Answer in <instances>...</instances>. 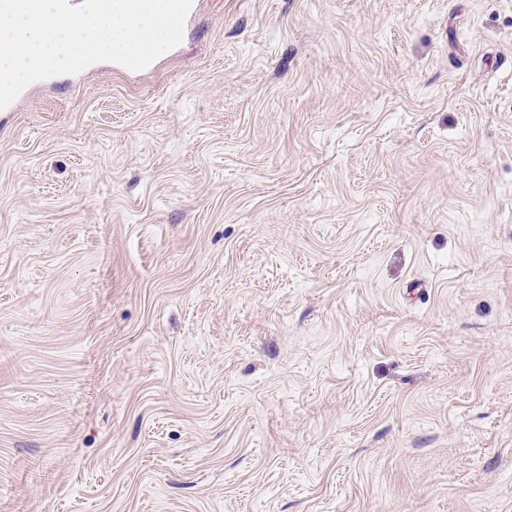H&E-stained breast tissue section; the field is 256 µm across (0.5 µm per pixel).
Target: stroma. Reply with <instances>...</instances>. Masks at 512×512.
<instances>
[{"mask_svg": "<svg viewBox=\"0 0 512 512\" xmlns=\"http://www.w3.org/2000/svg\"><path fill=\"white\" fill-rule=\"evenodd\" d=\"M0 512H512V0H200L0 112Z\"/></svg>", "mask_w": 512, "mask_h": 512, "instance_id": "stroma-1", "label": "stroma"}]
</instances>
